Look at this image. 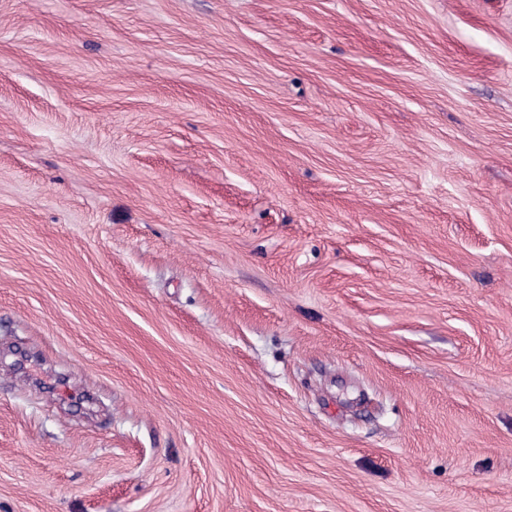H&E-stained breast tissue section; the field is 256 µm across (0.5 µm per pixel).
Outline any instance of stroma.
Listing matches in <instances>:
<instances>
[{
    "label": "stroma",
    "instance_id": "1",
    "mask_svg": "<svg viewBox=\"0 0 512 512\" xmlns=\"http://www.w3.org/2000/svg\"><path fill=\"white\" fill-rule=\"evenodd\" d=\"M0 512H512V0H0Z\"/></svg>",
    "mask_w": 512,
    "mask_h": 512
}]
</instances>
